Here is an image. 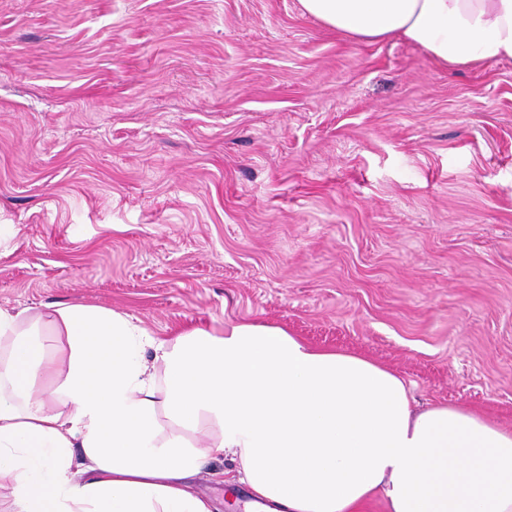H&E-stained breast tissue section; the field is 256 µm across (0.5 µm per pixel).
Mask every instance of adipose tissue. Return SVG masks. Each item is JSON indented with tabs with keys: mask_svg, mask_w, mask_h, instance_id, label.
Masks as SVG:
<instances>
[{
	"mask_svg": "<svg viewBox=\"0 0 512 512\" xmlns=\"http://www.w3.org/2000/svg\"><path fill=\"white\" fill-rule=\"evenodd\" d=\"M299 2L351 38H400L448 66L512 59V0ZM220 459L249 512H362L377 497L386 512H512V430L418 404L360 354L258 322L158 341L99 305L56 303L43 319L0 307L8 512H213L190 480Z\"/></svg>",
	"mask_w": 512,
	"mask_h": 512,
	"instance_id": "ef3b65f1",
	"label": "adipose tissue"
}]
</instances>
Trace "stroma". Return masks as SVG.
<instances>
[{
  "label": "stroma",
  "mask_w": 512,
  "mask_h": 512,
  "mask_svg": "<svg viewBox=\"0 0 512 512\" xmlns=\"http://www.w3.org/2000/svg\"><path fill=\"white\" fill-rule=\"evenodd\" d=\"M257 321L512 429V59L298 0H0V306ZM211 462L195 490L244 512Z\"/></svg>",
  "instance_id": "obj_1"
}]
</instances>
